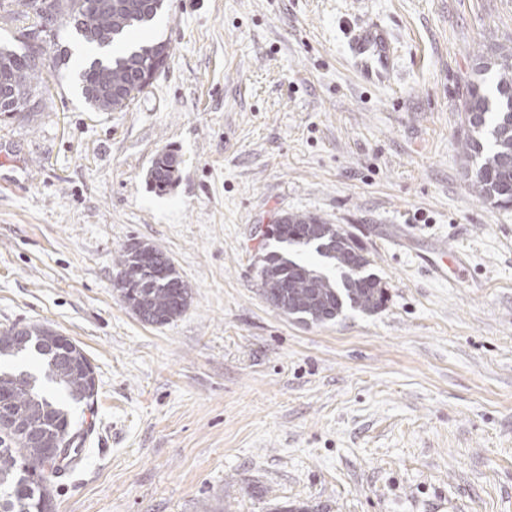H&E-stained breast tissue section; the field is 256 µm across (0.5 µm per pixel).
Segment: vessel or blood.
Segmentation results:
<instances>
[{"instance_id": "obj_1", "label": "vessel or blood", "mask_w": 512, "mask_h": 512, "mask_svg": "<svg viewBox=\"0 0 512 512\" xmlns=\"http://www.w3.org/2000/svg\"><path fill=\"white\" fill-rule=\"evenodd\" d=\"M348 49L353 67L367 81L385 84L395 69L393 37L390 31L380 24H367L352 28L348 36ZM399 242L405 249L414 250L420 263L435 280L448 279L449 267L466 271L467 254L448 246L447 239L434 237L425 246H417L411 234H404Z\"/></svg>"}]
</instances>
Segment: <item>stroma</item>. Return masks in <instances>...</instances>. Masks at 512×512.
<instances>
[{"mask_svg":"<svg viewBox=\"0 0 512 512\" xmlns=\"http://www.w3.org/2000/svg\"><path fill=\"white\" fill-rule=\"evenodd\" d=\"M163 71L91 111L76 68L28 122L0 114V330L43 324L98 394L57 512H512V208L472 195L459 153L477 47L512 46V0H165ZM376 21L388 85L346 56ZM174 152L156 194L147 171ZM314 214L386 284L375 314L304 324L271 307L258 225ZM469 254L431 278L398 227ZM166 254L191 299L153 326L113 282L120 250Z\"/></svg>","mask_w":512,"mask_h":512,"instance_id":"35a3bbf8","label":"stroma"}]
</instances>
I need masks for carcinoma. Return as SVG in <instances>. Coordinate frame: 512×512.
I'll return each mask as SVG.
<instances>
[{
  "instance_id": "1",
  "label": "carcinoma",
  "mask_w": 512,
  "mask_h": 512,
  "mask_svg": "<svg viewBox=\"0 0 512 512\" xmlns=\"http://www.w3.org/2000/svg\"><path fill=\"white\" fill-rule=\"evenodd\" d=\"M13 12L31 19L21 37L22 46L0 44V93L16 98L12 116L28 119L42 111L43 98L28 104L34 93L46 89L45 75L59 66L56 56L27 42L43 33L73 26L83 46L78 80L85 101L95 112H121L144 92L138 81L140 69L150 63L155 50L168 51V44L147 38L164 0H11ZM474 77L462 104L463 136L460 148L465 177L471 192L488 204L512 207V47L498 46L475 54ZM174 155L160 153L148 172L155 191L165 193L175 181ZM280 224H315L318 235L311 240L289 241L310 247L320 258L340 271L334 281L307 261H296L273 252L261 268L269 271L260 279L266 301L281 313L316 324L332 321L347 307L367 314L387 301L386 288L370 272L363 248L341 228L311 214L287 213ZM117 274L132 273L141 287H120L123 302L138 317L153 325H166L188 307L190 291L175 267H169L164 282L154 280L142 265L136 244L119 254ZM32 351L45 366L44 379L56 385L75 404L87 407L95 394L84 370L85 353L79 346L60 344V333L42 325H14L0 330V359ZM30 387L18 373L0 369V409L21 424L36 429L37 437L25 440L0 432V512H55L54 495L47 468L51 450L76 421L68 407Z\"/></svg>"
}]
</instances>
